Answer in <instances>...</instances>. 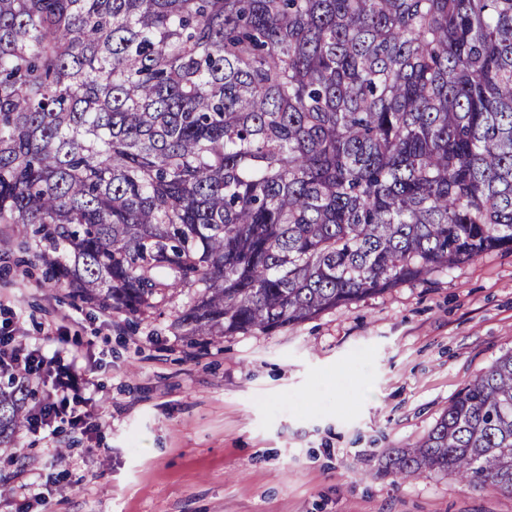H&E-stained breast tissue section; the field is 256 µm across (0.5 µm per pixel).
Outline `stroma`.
<instances>
[{"label":"stroma","mask_w":512,"mask_h":512,"mask_svg":"<svg viewBox=\"0 0 512 512\" xmlns=\"http://www.w3.org/2000/svg\"><path fill=\"white\" fill-rule=\"evenodd\" d=\"M186 299L132 320L71 300L0 224V323L96 363L98 398L90 433L16 430L0 512H512L511 495L384 468L512 351V253L208 344L172 327Z\"/></svg>","instance_id":"obj_1"}]
</instances>
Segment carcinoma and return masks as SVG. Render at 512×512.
Listing matches in <instances>:
<instances>
[{"label":"carcinoma","instance_id":"carcinoma-1","mask_svg":"<svg viewBox=\"0 0 512 512\" xmlns=\"http://www.w3.org/2000/svg\"><path fill=\"white\" fill-rule=\"evenodd\" d=\"M0 224L203 340L512 251V0H0ZM386 469L512 495V352Z\"/></svg>","mask_w":512,"mask_h":512}]
</instances>
